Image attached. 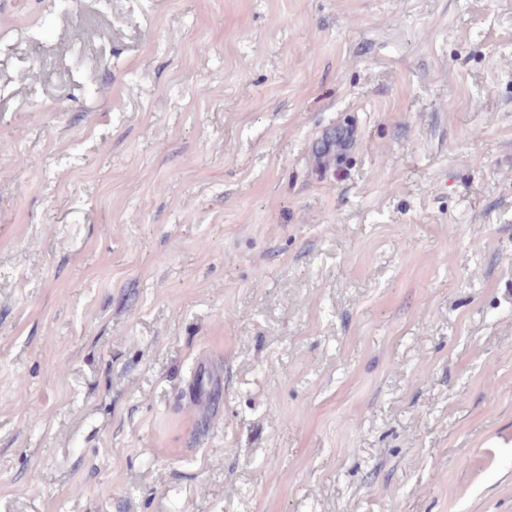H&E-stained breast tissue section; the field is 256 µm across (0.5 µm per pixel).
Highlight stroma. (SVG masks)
<instances>
[{
    "label": "stroma",
    "mask_w": 512,
    "mask_h": 512,
    "mask_svg": "<svg viewBox=\"0 0 512 512\" xmlns=\"http://www.w3.org/2000/svg\"><path fill=\"white\" fill-rule=\"evenodd\" d=\"M50 8L0 0V512H512V0Z\"/></svg>",
    "instance_id": "35a3bbf8"
}]
</instances>
